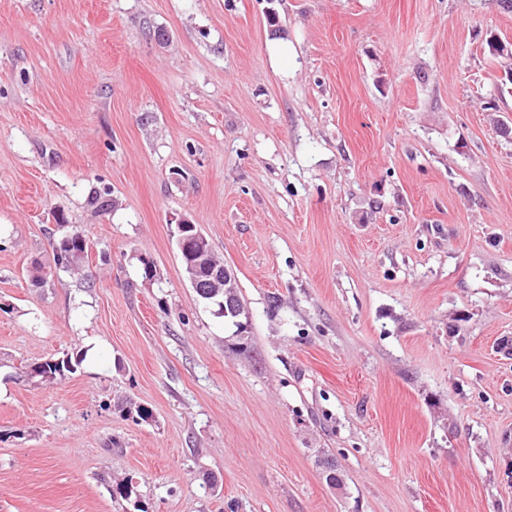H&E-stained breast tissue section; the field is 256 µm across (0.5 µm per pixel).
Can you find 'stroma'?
Returning a JSON list of instances; mask_svg holds the SVG:
<instances>
[{
    "label": "stroma",
    "instance_id": "obj_1",
    "mask_svg": "<svg viewBox=\"0 0 512 512\" xmlns=\"http://www.w3.org/2000/svg\"><path fill=\"white\" fill-rule=\"evenodd\" d=\"M496 43L501 0H0V512H512ZM179 246L182 249L195 251L197 256L205 257L211 250V246L207 238L197 229L195 224L184 222L179 224ZM73 236L53 245V259L58 269H68L77 264L83 257L87 242L83 233L74 231ZM212 268H215L216 270H221L222 272H224V285L218 286L216 288H212V290H218V292H219L215 297L204 298L199 293H197L198 296L203 301L210 303V304H214L218 307V305L216 304V301L222 300V293L224 292V313L227 312L225 310V307L228 306L229 310L233 314H237L239 312V307L236 302L237 297H236L234 288L236 289L237 295H238V291H237V288L234 283V279H233L230 271L227 268L224 269V265L220 262H217L213 258L212 254H210L208 256V258L205 260L204 264L202 265L201 272L203 274H207L208 273L207 271ZM238 297H239V295H238ZM84 359V352L80 353L78 351L75 355L74 353H66L62 357L51 358L43 362L34 363L33 365L28 366L29 369H27L25 373L28 378L33 377L44 379L46 381H54L62 379L68 374L75 373ZM30 371H35L37 374L33 376L30 374Z\"/></svg>",
    "mask_w": 512,
    "mask_h": 512
}]
</instances>
